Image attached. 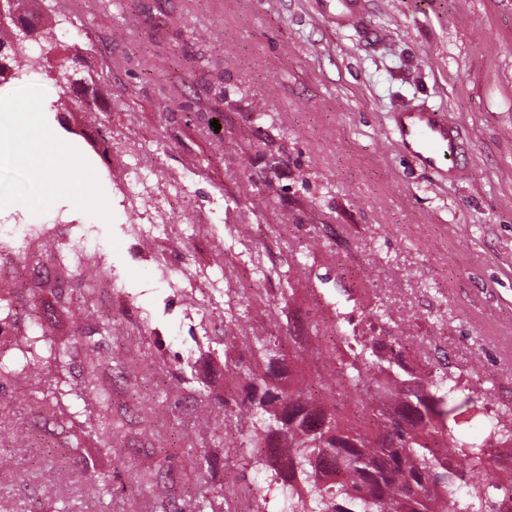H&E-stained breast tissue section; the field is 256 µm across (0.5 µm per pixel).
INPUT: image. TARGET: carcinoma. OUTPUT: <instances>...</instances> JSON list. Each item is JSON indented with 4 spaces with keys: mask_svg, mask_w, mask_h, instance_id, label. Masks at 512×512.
I'll return each mask as SVG.
<instances>
[{
    "mask_svg": "<svg viewBox=\"0 0 512 512\" xmlns=\"http://www.w3.org/2000/svg\"><path fill=\"white\" fill-rule=\"evenodd\" d=\"M38 0H15L19 19L56 38L50 14L37 10ZM15 28L0 26V48L21 56L14 78L21 81L39 63L28 47L14 48ZM54 300L62 313L91 307L97 289L84 288L73 295L60 284L29 292L30 327L21 336L0 342V409L13 404L9 391L27 387V405L42 409L68 432L67 448L73 454L112 453L120 434L112 422V389L105 386L112 364L102 352L112 339V322L97 321L90 331H78L71 341H57L40 323L39 304ZM339 342L355 343L350 353L334 350L333 370L319 373L302 385L284 387L272 382L248 363H235L233 372L241 394L221 403L218 414L249 425L239 445L242 466L271 474L269 485L288 497L290 512H512V468L504 479L491 484L496 460L490 449L512 448V414L487 416L480 440L460 432L462 417L485 408V394L465 390L447 373L417 376L404 363L407 338L369 336L336 330ZM253 358L273 365L286 360L281 337L263 343L241 342ZM79 365V378L67 393L59 391L62 376ZM87 402L76 418L66 395ZM288 447L272 449L274 436ZM211 450L188 449L196 468L207 472L216 451L224 449V435L213 431ZM88 489L97 495L112 493V472L84 463ZM221 487L197 498L195 512H224Z\"/></svg>",
    "mask_w": 512,
    "mask_h": 512,
    "instance_id": "obj_1",
    "label": "carcinoma"
}]
</instances>
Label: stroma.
I'll return each instance as SVG.
<instances>
[{
	"label": "stroma",
	"instance_id": "stroma-1",
	"mask_svg": "<svg viewBox=\"0 0 512 512\" xmlns=\"http://www.w3.org/2000/svg\"><path fill=\"white\" fill-rule=\"evenodd\" d=\"M320 0H52L79 20L25 85L0 84V222L94 224L112 270L99 318L113 321L112 417L124 425L111 456L112 493L90 494L81 464L59 448L42 413L6 437L23 476L0 495V512H28L58 468L71 471L62 512H193L196 474L185 450L209 435L196 383L237 389L240 347L229 336L298 334L319 360L295 352L275 365L283 385L333 364L339 289L359 307L384 306L381 326L438 344L410 368L462 370L492 411L512 410V0H367L375 40L336 24ZM79 43L107 107L114 139L103 147L85 113L53 112L64 44ZM423 103L461 126L473 170L438 183L397 147L390 115ZM60 142L58 192L16 187L29 174L21 141ZM182 181L170 199L171 273L157 269L159 241L124 227L146 210L123 206L129 169ZM80 184L79 198L67 187ZM223 278L226 299L199 305L196 271ZM294 301L281 309L280 291ZM194 380L179 384L174 355ZM267 473L224 452L213 480L243 491ZM175 485L161 501L153 482Z\"/></svg>",
	"mask_w": 512,
	"mask_h": 512
}]
</instances>
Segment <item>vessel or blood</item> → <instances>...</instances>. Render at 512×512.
Segmentation results:
<instances>
[{"label": "vessel or blood", "mask_w": 512, "mask_h": 512, "mask_svg": "<svg viewBox=\"0 0 512 512\" xmlns=\"http://www.w3.org/2000/svg\"><path fill=\"white\" fill-rule=\"evenodd\" d=\"M325 12L337 24L365 27V0H323ZM399 145L423 170L457 181L469 176L471 159L461 127L449 124L442 113L422 103H410L394 114Z\"/></svg>", "instance_id": "vessel-or-blood-1"}]
</instances>
